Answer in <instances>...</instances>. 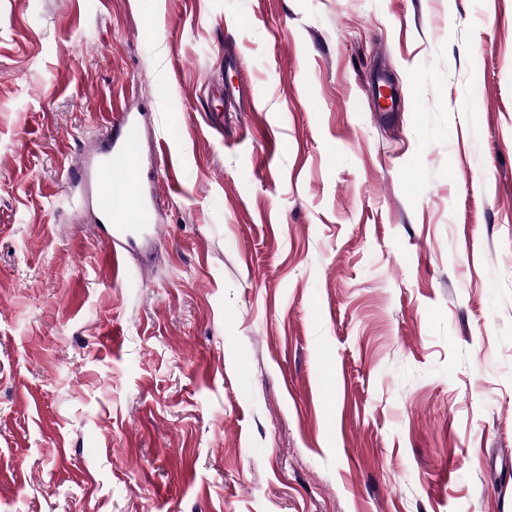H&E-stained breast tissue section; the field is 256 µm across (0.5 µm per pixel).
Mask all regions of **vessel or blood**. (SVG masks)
Masks as SVG:
<instances>
[{"mask_svg": "<svg viewBox=\"0 0 512 512\" xmlns=\"http://www.w3.org/2000/svg\"><path fill=\"white\" fill-rule=\"evenodd\" d=\"M107 147L93 168L78 166L98 185L103 210L106 260L113 270L124 264V248L142 231L157 227L156 216L163 195L160 180L145 181L138 148V119L130 112L110 115L105 126Z\"/></svg>", "mask_w": 512, "mask_h": 512, "instance_id": "obj_1", "label": "vessel or blood"}]
</instances>
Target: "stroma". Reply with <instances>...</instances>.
I'll return each mask as SVG.
<instances>
[{"mask_svg": "<svg viewBox=\"0 0 512 512\" xmlns=\"http://www.w3.org/2000/svg\"><path fill=\"white\" fill-rule=\"evenodd\" d=\"M0 512H512V0H0ZM105 140L107 147L98 163L88 170L81 160L77 172L82 177L89 175L98 184V200L104 213L106 260L117 276L124 264V254L117 246L127 250L140 231L158 228L156 216L163 198L162 179H150L146 187L135 114L108 113ZM113 183L123 187L120 194L112 193Z\"/></svg>", "mask_w": 512, "mask_h": 512, "instance_id": "stroma-1", "label": "stroma"}]
</instances>
